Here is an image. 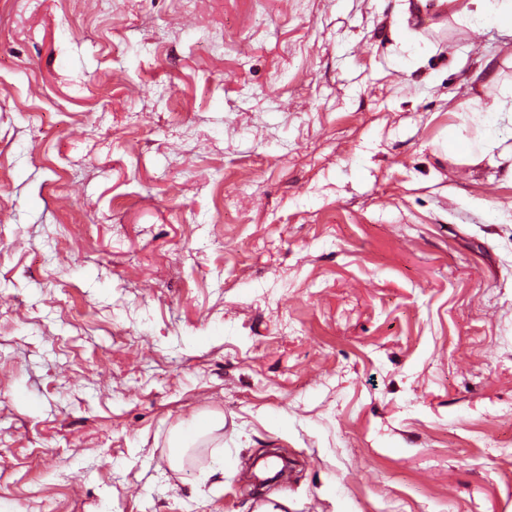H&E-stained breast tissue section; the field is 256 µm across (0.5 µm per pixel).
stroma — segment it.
I'll use <instances>...</instances> for the list:
<instances>
[{
	"label": "stroma",
	"instance_id": "35a3bbf8",
	"mask_svg": "<svg viewBox=\"0 0 512 512\" xmlns=\"http://www.w3.org/2000/svg\"><path fill=\"white\" fill-rule=\"evenodd\" d=\"M410 2L0 0V512H512V39Z\"/></svg>",
	"mask_w": 512,
	"mask_h": 512
}]
</instances>
